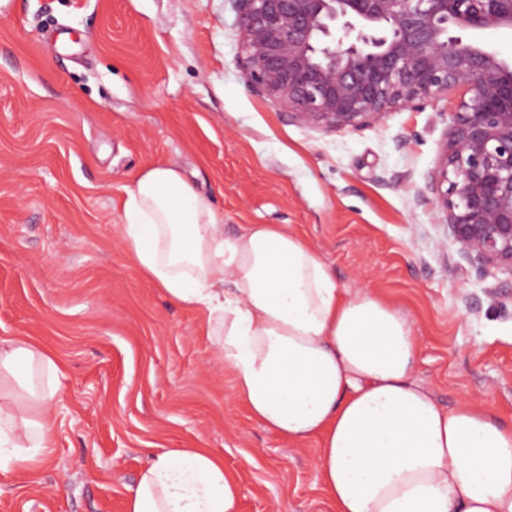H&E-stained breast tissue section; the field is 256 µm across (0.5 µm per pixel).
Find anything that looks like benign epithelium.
I'll return each instance as SVG.
<instances>
[{
  "label": "benign epithelium",
  "instance_id": "obj_1",
  "mask_svg": "<svg viewBox=\"0 0 512 512\" xmlns=\"http://www.w3.org/2000/svg\"><path fill=\"white\" fill-rule=\"evenodd\" d=\"M252 89L295 122L374 124L461 89L430 189L459 250L512 272V65L454 31L512 29V0H235Z\"/></svg>",
  "mask_w": 512,
  "mask_h": 512
}]
</instances>
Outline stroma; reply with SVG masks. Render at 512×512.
I'll return each instance as SVG.
<instances>
[{
	"label": "stroma",
	"instance_id": "35a3bbf8",
	"mask_svg": "<svg viewBox=\"0 0 512 512\" xmlns=\"http://www.w3.org/2000/svg\"><path fill=\"white\" fill-rule=\"evenodd\" d=\"M235 0H0V337L64 364L53 443L0 512H126L150 455L206 448L239 512H333L317 440L269 432L196 312L118 236L125 189L179 168L224 230L287 224L420 338L417 379L512 427V272L476 266L429 189L457 94L368 127L291 121L250 87Z\"/></svg>",
	"mask_w": 512,
	"mask_h": 512
}]
</instances>
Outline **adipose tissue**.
I'll return each instance as SVG.
<instances>
[{
  "mask_svg": "<svg viewBox=\"0 0 512 512\" xmlns=\"http://www.w3.org/2000/svg\"><path fill=\"white\" fill-rule=\"evenodd\" d=\"M121 239L147 279L206 319L251 415L285 439H319L335 512H512V428L470 403L443 408L414 376L409 317L341 286L287 225L225 233L211 197L157 165L126 190ZM63 376L29 342L0 348V464L28 470L51 446ZM126 509L239 512L238 488L211 451L163 448Z\"/></svg>",
  "mask_w": 512,
  "mask_h": 512,
  "instance_id": "ef3b65f1",
  "label": "adipose tissue"
}]
</instances>
